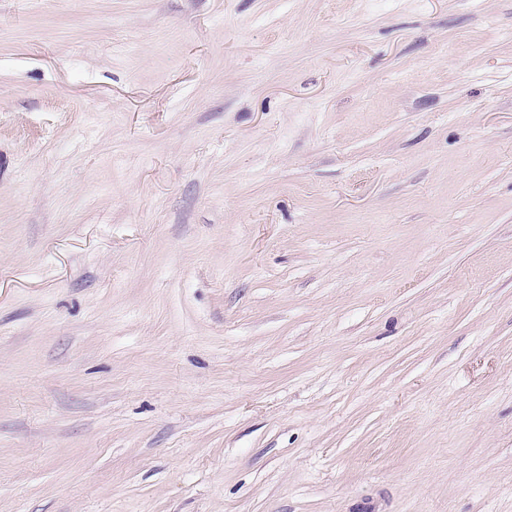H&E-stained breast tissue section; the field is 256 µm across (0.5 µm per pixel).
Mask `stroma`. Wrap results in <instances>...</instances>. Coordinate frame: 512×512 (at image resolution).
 I'll use <instances>...</instances> for the list:
<instances>
[{"label":"stroma","mask_w":512,"mask_h":512,"mask_svg":"<svg viewBox=\"0 0 512 512\" xmlns=\"http://www.w3.org/2000/svg\"><path fill=\"white\" fill-rule=\"evenodd\" d=\"M0 512H512V0H0Z\"/></svg>","instance_id":"1"}]
</instances>
